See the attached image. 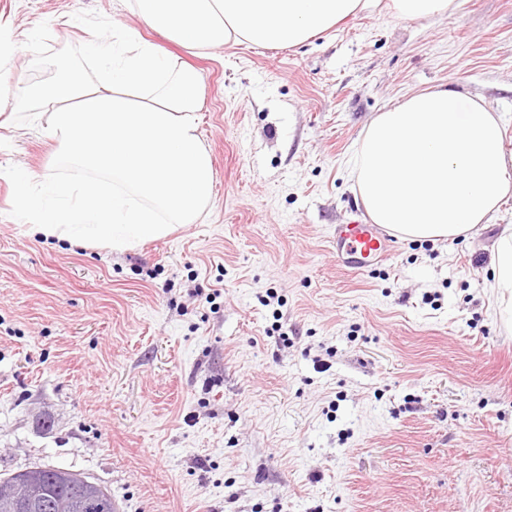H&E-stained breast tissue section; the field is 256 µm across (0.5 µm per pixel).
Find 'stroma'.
Returning a JSON list of instances; mask_svg holds the SVG:
<instances>
[{"label":"stroma","mask_w":512,"mask_h":512,"mask_svg":"<svg viewBox=\"0 0 512 512\" xmlns=\"http://www.w3.org/2000/svg\"><path fill=\"white\" fill-rule=\"evenodd\" d=\"M447 16L360 13L294 46L193 56L131 0H0V83L92 70L127 28L201 75L206 216L117 252L33 233L27 170L70 176L32 105L0 142V478L80 473L120 512H512V327L489 286L512 198L468 238L396 239L370 273L333 228L370 119L447 86L512 121V0ZM279 303L263 305L267 292ZM215 302H206L207 294ZM289 343L271 336L272 327Z\"/></svg>","instance_id":"obj_1"}]
</instances>
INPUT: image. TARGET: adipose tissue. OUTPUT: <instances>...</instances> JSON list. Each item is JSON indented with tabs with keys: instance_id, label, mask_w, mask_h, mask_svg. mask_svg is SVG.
Instances as JSON below:
<instances>
[{
	"instance_id": "adipose-tissue-1",
	"label": "adipose tissue",
	"mask_w": 512,
	"mask_h": 512,
	"mask_svg": "<svg viewBox=\"0 0 512 512\" xmlns=\"http://www.w3.org/2000/svg\"><path fill=\"white\" fill-rule=\"evenodd\" d=\"M388 6L403 18L448 13L455 0H132V13L190 53L229 42L298 45L348 17ZM95 76L71 67L51 82L0 89L41 106L47 136L74 174L38 190L15 177L17 207L35 232L117 251L194 224L206 211L214 170L200 132L197 72L137 41L115 58L112 36L94 43ZM503 117L477 98L439 86L378 112L353 161L373 223L415 240L453 239L489 223L512 195V152ZM51 193L54 204L43 195ZM500 313L512 322V226L491 260Z\"/></svg>"
}]
</instances>
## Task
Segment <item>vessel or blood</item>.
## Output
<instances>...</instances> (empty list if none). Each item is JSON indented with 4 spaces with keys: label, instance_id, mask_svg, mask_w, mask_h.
I'll use <instances>...</instances> for the list:
<instances>
[{
    "label": "vessel or blood",
    "instance_id": "b4317fda",
    "mask_svg": "<svg viewBox=\"0 0 512 512\" xmlns=\"http://www.w3.org/2000/svg\"><path fill=\"white\" fill-rule=\"evenodd\" d=\"M330 244L338 264L359 273L374 270L390 260L395 247L385 228L368 220L336 225Z\"/></svg>",
    "mask_w": 512,
    "mask_h": 512
}]
</instances>
